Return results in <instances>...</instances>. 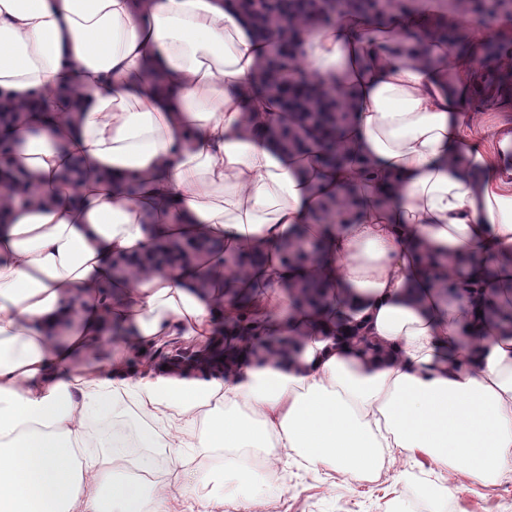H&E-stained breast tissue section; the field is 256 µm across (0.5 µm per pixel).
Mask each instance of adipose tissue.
I'll return each mask as SVG.
<instances>
[{"label":"adipose tissue","instance_id":"ef3b65f1","mask_svg":"<svg viewBox=\"0 0 512 512\" xmlns=\"http://www.w3.org/2000/svg\"><path fill=\"white\" fill-rule=\"evenodd\" d=\"M439 8L297 37L304 75L350 95L329 164L318 133L269 137L292 117L247 91L277 46L230 0H0V99L24 107L0 165V512H135L100 476L190 448L215 493L188 512L282 489L211 468L217 448L354 477L417 452L512 482V127L463 138L490 33L462 11L465 45L423 33ZM330 200L355 217L311 223ZM301 229L321 252L285 262ZM176 341L223 342L217 375L113 376Z\"/></svg>","mask_w":512,"mask_h":512}]
</instances>
